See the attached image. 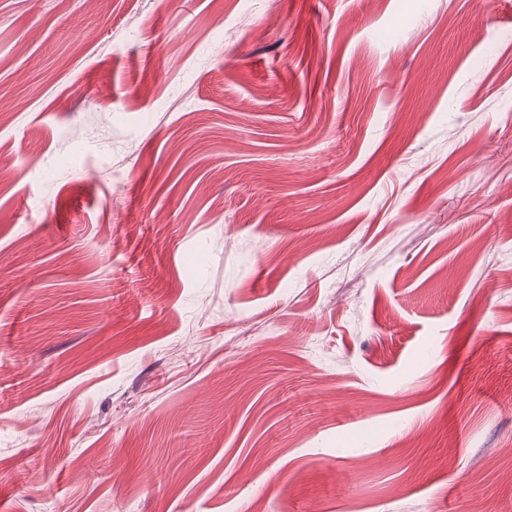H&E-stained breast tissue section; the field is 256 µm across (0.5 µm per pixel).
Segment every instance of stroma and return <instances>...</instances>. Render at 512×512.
<instances>
[{
    "label": "stroma",
    "instance_id": "35a3bbf8",
    "mask_svg": "<svg viewBox=\"0 0 512 512\" xmlns=\"http://www.w3.org/2000/svg\"><path fill=\"white\" fill-rule=\"evenodd\" d=\"M512 0H0V512H512Z\"/></svg>",
    "mask_w": 512,
    "mask_h": 512
}]
</instances>
